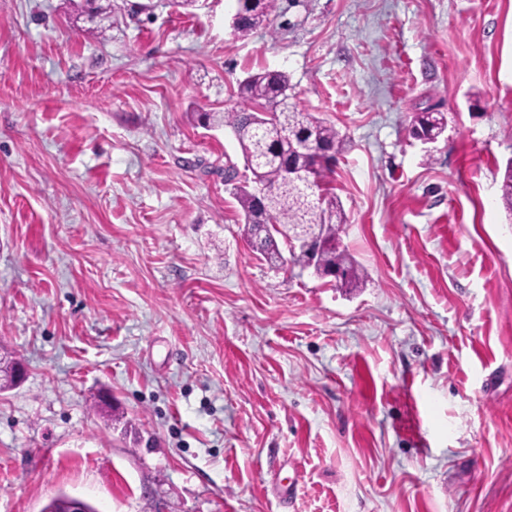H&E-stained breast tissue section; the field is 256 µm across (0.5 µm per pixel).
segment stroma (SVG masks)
Segmentation results:
<instances>
[{"label":"stroma","instance_id":"35a3bbf8","mask_svg":"<svg viewBox=\"0 0 512 512\" xmlns=\"http://www.w3.org/2000/svg\"><path fill=\"white\" fill-rule=\"evenodd\" d=\"M135 2L0 0V512H512V0ZM262 69L345 139L358 288L248 242L199 115ZM238 9L243 14L242 23L234 31L242 36L248 32L266 26L270 16L277 9V0H237ZM412 126L417 132L437 139L447 129L448 118L444 112L429 107L414 117Z\"/></svg>","mask_w":512,"mask_h":512}]
</instances>
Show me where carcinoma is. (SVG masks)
Instances as JSON below:
<instances>
[{
  "label": "carcinoma",
  "instance_id": "1",
  "mask_svg": "<svg viewBox=\"0 0 512 512\" xmlns=\"http://www.w3.org/2000/svg\"><path fill=\"white\" fill-rule=\"evenodd\" d=\"M237 4L243 18L235 32L243 36L267 25L277 9V0H237ZM79 8L85 14L96 13L97 31L101 34L106 31L105 21L111 18L112 5L104 7L97 0H81ZM288 89V76L282 72H251L238 84V97L244 107L227 110L222 115L221 123L233 132L246 167L276 186L264 211L256 208L247 187H235V198L244 213L249 242L254 251L274 265L290 261L302 269L311 266L320 276L325 270L340 266L343 272L336 287L354 288L363 279V271L350 257L340 237L341 225L346 223V218L341 202L330 188L333 169L317 161L314 155L303 153L296 162L305 170L306 178L288 180L271 156L272 144L295 132L312 130L314 137L330 146L336 155L343 152L344 138L335 126L297 109L289 102ZM264 104L273 106L276 116L259 123L254 120V110ZM447 126L445 113L431 107L413 119L414 130L434 138L440 137ZM500 200L512 213V163L506 166L501 180ZM312 224L317 226L322 241L317 263L310 264L307 254L295 249L289 251L290 259H285L280 246L288 245V236L297 229Z\"/></svg>",
  "mask_w": 512,
  "mask_h": 512
}]
</instances>
